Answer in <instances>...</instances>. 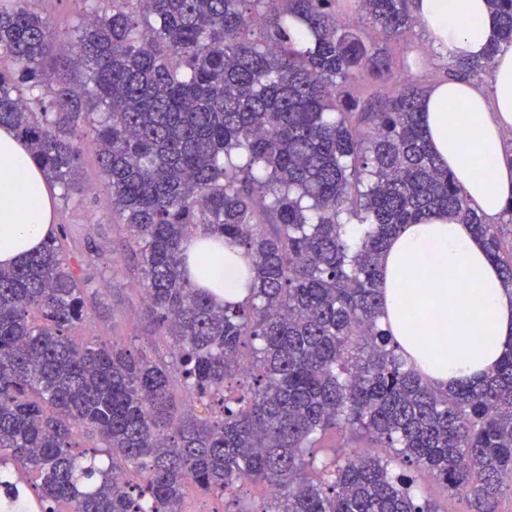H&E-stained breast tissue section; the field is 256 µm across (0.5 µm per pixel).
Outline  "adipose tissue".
Here are the masks:
<instances>
[{
    "instance_id": "1",
    "label": "adipose tissue",
    "mask_w": 512,
    "mask_h": 512,
    "mask_svg": "<svg viewBox=\"0 0 512 512\" xmlns=\"http://www.w3.org/2000/svg\"><path fill=\"white\" fill-rule=\"evenodd\" d=\"M433 48L448 60L493 54L492 92L467 79L434 83L423 104L425 137L470 205L498 217L512 204V47H496L498 21L486 0H413ZM487 166L475 172L469 151ZM55 199L24 143L0 127V265L36 252L53 228ZM217 303L244 298L246 260L233 241ZM385 319L397 345L430 381L452 385L491 373L512 346V291L470 225L435 214L406 225L382 257Z\"/></svg>"
}]
</instances>
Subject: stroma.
<instances>
[{
	"label": "stroma",
	"instance_id": "35a3bbf8",
	"mask_svg": "<svg viewBox=\"0 0 512 512\" xmlns=\"http://www.w3.org/2000/svg\"><path fill=\"white\" fill-rule=\"evenodd\" d=\"M33 10L48 17L59 37L54 55L69 65V78H76L72 65L75 49L71 35L78 27L90 5L88 0H34ZM422 48L428 53L424 67L414 71L412 78L421 87L447 79L449 61L431 53L429 36L423 26L400 41L391 43L394 53H410ZM79 133L84 143L76 181L69 196H56L54 221L65 225L71 246L83 249L94 247L104 253V263L85 268L94 293L88 299V322L79 326L78 337L96 336L117 341L146 351L152 357L169 360V349L159 337L154 319L143 299L138 259L125 242L129 232L112 211V200L105 189L94 153L93 121L81 124Z\"/></svg>",
	"mask_w": 512,
	"mask_h": 512
}]
</instances>
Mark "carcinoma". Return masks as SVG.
I'll list each match as a JSON object with an SVG mask.
<instances>
[{
  "label": "carcinoma",
  "mask_w": 512,
  "mask_h": 512,
  "mask_svg": "<svg viewBox=\"0 0 512 512\" xmlns=\"http://www.w3.org/2000/svg\"><path fill=\"white\" fill-rule=\"evenodd\" d=\"M0 7V127L70 191L79 123L112 211L130 230L144 300L170 360L118 342L75 343L90 282L65 225L0 267V484L13 470L45 512H186L203 494L267 496L237 512H440L425 470L466 512L512 492V347L479 381L448 388L406 365L381 323V256L435 213L471 225L512 289V248L472 209L423 132L425 91L401 83L375 112L358 92L391 74L365 33H409L412 0H112L72 38L80 80H56V37L29 0ZM497 43L452 62L478 77L512 46V0H487ZM309 40L300 42L289 20ZM202 232L250 259L249 296L214 301L182 244ZM181 377L184 398L174 395ZM342 428L365 449L316 451ZM373 448H387L382 457Z\"/></svg>",
  "instance_id": "obj_1"
}]
</instances>
